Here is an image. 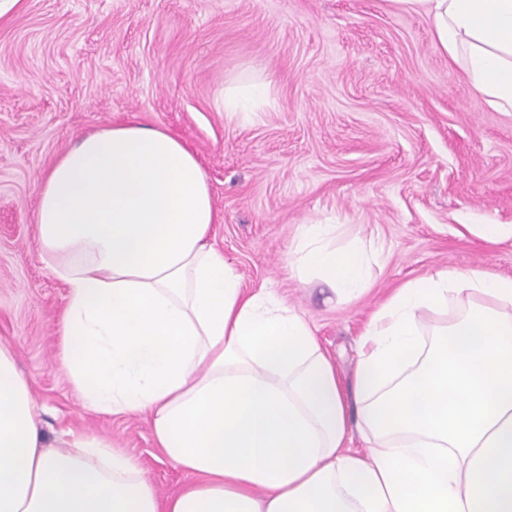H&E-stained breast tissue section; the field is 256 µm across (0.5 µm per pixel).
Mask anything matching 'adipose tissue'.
Segmentation results:
<instances>
[{
	"instance_id": "1",
	"label": "adipose tissue",
	"mask_w": 512,
	"mask_h": 512,
	"mask_svg": "<svg viewBox=\"0 0 512 512\" xmlns=\"http://www.w3.org/2000/svg\"><path fill=\"white\" fill-rule=\"evenodd\" d=\"M397 2L433 19L489 107L512 111V0ZM216 220L197 158L162 128L86 133L41 177L68 379L86 409L147 418L189 480L159 497L95 434L48 448L1 343L0 512H512V276L409 280L372 315L344 387L303 316L244 288L209 241ZM338 232L302 225L292 271L347 302L380 253ZM356 434L370 453L351 450Z\"/></svg>"
}]
</instances>
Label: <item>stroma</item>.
Returning <instances> with one entry per match:
<instances>
[{"label":"stroma","instance_id":"1","mask_svg":"<svg viewBox=\"0 0 512 512\" xmlns=\"http://www.w3.org/2000/svg\"><path fill=\"white\" fill-rule=\"evenodd\" d=\"M255 85L247 118L224 110ZM161 127L200 162L220 215L210 240L247 288L276 290L340 381L370 316L438 269L512 276V112L490 108L395 0H23L0 19V343L30 379L48 441L93 432L135 457L160 495L184 473L138 416L85 410L62 366L63 282L41 259L39 178L82 134ZM330 220L381 256L359 298L300 283L288 249Z\"/></svg>","mask_w":512,"mask_h":512}]
</instances>
